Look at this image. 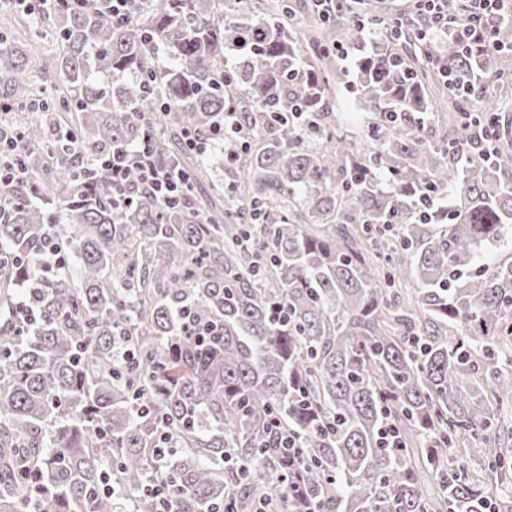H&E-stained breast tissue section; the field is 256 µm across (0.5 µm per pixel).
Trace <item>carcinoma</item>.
Instances as JSON below:
<instances>
[{
    "mask_svg": "<svg viewBox=\"0 0 512 512\" xmlns=\"http://www.w3.org/2000/svg\"><path fill=\"white\" fill-rule=\"evenodd\" d=\"M414 7L359 49L338 133L336 44L356 29L313 5L145 0L117 24L28 4L60 65L48 91L0 50V131L28 172L0 188V512H156L148 484L175 512H289L286 481L320 512H484L481 487H512V146L478 137L512 138L492 86L512 22L482 18L495 50L440 39L438 68ZM433 89L455 113L436 143ZM228 110L247 148L185 162V133ZM147 132L188 206L133 169L113 207L99 158ZM204 182L224 207L197 203ZM46 244L63 268L35 262ZM273 419L303 448L296 475ZM387 422L402 447L381 446Z\"/></svg>",
    "mask_w": 512,
    "mask_h": 512,
    "instance_id": "cac0c4a2",
    "label": "carcinoma"
}]
</instances>
